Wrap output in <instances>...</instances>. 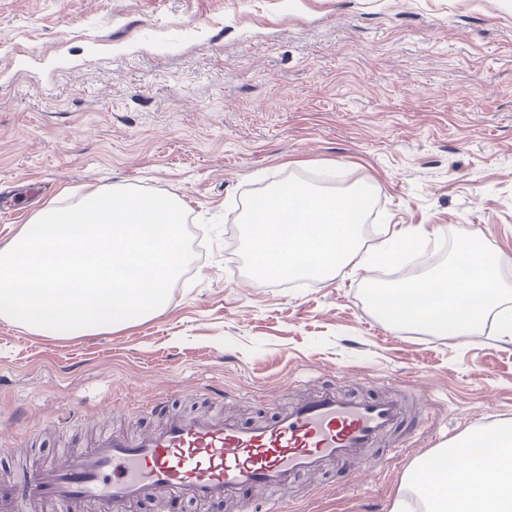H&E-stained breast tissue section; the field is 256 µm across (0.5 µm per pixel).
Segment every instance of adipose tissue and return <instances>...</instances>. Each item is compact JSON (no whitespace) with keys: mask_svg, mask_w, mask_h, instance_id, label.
<instances>
[{"mask_svg":"<svg viewBox=\"0 0 512 512\" xmlns=\"http://www.w3.org/2000/svg\"><path fill=\"white\" fill-rule=\"evenodd\" d=\"M459 459L460 467L450 466ZM403 486L419 512H512V424L474 428L416 463Z\"/></svg>","mask_w":512,"mask_h":512,"instance_id":"1","label":"adipose tissue"}]
</instances>
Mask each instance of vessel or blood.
<instances>
[{"instance_id":"vessel-or-blood-1","label":"vessel or blood","mask_w":512,"mask_h":512,"mask_svg":"<svg viewBox=\"0 0 512 512\" xmlns=\"http://www.w3.org/2000/svg\"><path fill=\"white\" fill-rule=\"evenodd\" d=\"M397 398L321 389L276 415L250 423L218 414L174 416L136 435L104 431L90 447L44 461L22 480L0 479V512L48 504L72 512H134L150 503L241 501L253 488L277 500L298 478L332 464L374 470L368 451L404 422Z\"/></svg>"}]
</instances>
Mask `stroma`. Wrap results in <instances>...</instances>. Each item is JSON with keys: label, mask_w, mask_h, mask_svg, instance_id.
I'll return each mask as SVG.
<instances>
[{"label": "stroma", "mask_w": 512, "mask_h": 512, "mask_svg": "<svg viewBox=\"0 0 512 512\" xmlns=\"http://www.w3.org/2000/svg\"><path fill=\"white\" fill-rule=\"evenodd\" d=\"M297 175L366 184L362 244L418 229L414 274L449 227L501 254L512 284V0H0V246L50 203L129 185L181 200L196 253L159 314L53 339L0 320V472L92 426L171 411L249 419L314 388L396 389L411 428L381 471L300 480L283 512H390L408 467L476 426L512 421V341L399 329L360 289L375 268L304 285L245 273L248 192ZM86 412V423L65 410ZM34 441L28 460L8 455Z\"/></svg>", "instance_id": "stroma-1"}]
</instances>
